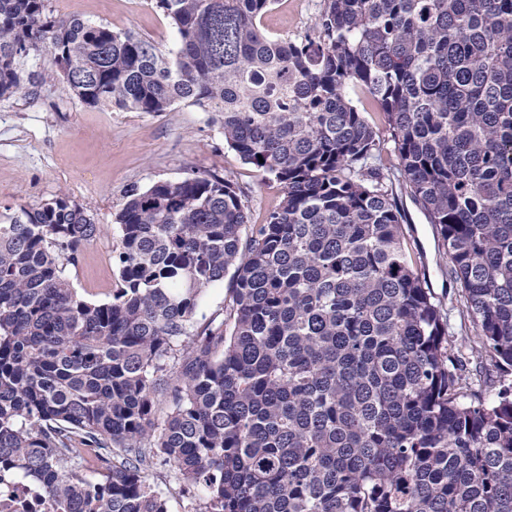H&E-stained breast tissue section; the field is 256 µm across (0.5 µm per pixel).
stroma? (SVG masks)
<instances>
[{
	"instance_id": "35a3bbf8",
	"label": "stroma",
	"mask_w": 512,
	"mask_h": 512,
	"mask_svg": "<svg viewBox=\"0 0 512 512\" xmlns=\"http://www.w3.org/2000/svg\"><path fill=\"white\" fill-rule=\"evenodd\" d=\"M320 4L321 0H276L262 27L273 38L295 37L313 23ZM75 14L146 37L164 51L175 44L174 31L154 0H85ZM43 67V57L30 56L26 71L35 77L30 95L0 98V215L61 195L82 206L99 233L84 247L77 266L67 267L66 272L85 299L95 303L110 299L117 276L112 262L117 238L114 216L131 188L143 190L193 171L214 172L239 189L251 223H264L280 203L281 184L225 146L223 132L210 113L184 104L160 113L91 108L70 99L60 85L38 81L36 75ZM348 94L377 134V164L404 215L409 263L432 288L448 319L452 345L460 347L472 340L475 328L461 286L450 277L443 241L396 176L398 158L383 113L361 87H350ZM149 482L166 499L169 512H184L185 505L202 496L200 490L186 489L163 467L150 475Z\"/></svg>"
}]
</instances>
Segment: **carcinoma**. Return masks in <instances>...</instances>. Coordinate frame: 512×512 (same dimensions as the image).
I'll return each mask as SVG.
<instances>
[{
  "label": "carcinoma",
  "instance_id": "carcinoma-1",
  "mask_svg": "<svg viewBox=\"0 0 512 512\" xmlns=\"http://www.w3.org/2000/svg\"><path fill=\"white\" fill-rule=\"evenodd\" d=\"M274 3L155 0L165 53L0 0V97L29 94L41 52L88 107L212 113L284 189L263 224L216 174L131 190L101 304L65 274L98 234L83 208L61 196L0 223V472L35 475L61 512H168L158 464L207 491L202 512H512V383L472 389L347 93L384 113L439 227L471 358L511 374L512 0H323L276 40ZM229 271V304L199 323Z\"/></svg>",
  "mask_w": 512,
  "mask_h": 512
}]
</instances>
